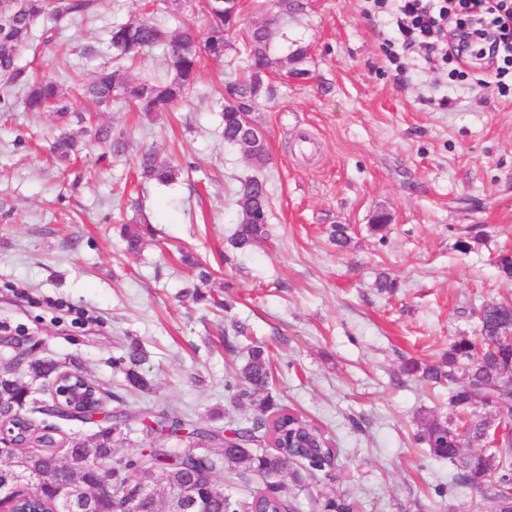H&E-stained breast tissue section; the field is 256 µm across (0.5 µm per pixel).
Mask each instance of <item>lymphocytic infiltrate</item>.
<instances>
[{
    "label": "lymphocytic infiltrate",
    "mask_w": 512,
    "mask_h": 512,
    "mask_svg": "<svg viewBox=\"0 0 512 512\" xmlns=\"http://www.w3.org/2000/svg\"><path fill=\"white\" fill-rule=\"evenodd\" d=\"M390 2L392 39L442 60L471 55L496 85L512 81V0H374Z\"/></svg>",
    "instance_id": "f902f5d3"
}]
</instances>
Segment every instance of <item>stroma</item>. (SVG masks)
I'll return each mask as SVG.
<instances>
[{"instance_id": "stroma-1", "label": "stroma", "mask_w": 512, "mask_h": 512, "mask_svg": "<svg viewBox=\"0 0 512 512\" xmlns=\"http://www.w3.org/2000/svg\"><path fill=\"white\" fill-rule=\"evenodd\" d=\"M281 18L271 43L283 57L308 47L304 78L274 76L275 93L252 113L269 161L253 166L225 143L222 97L243 66L203 58L199 78L173 111L145 117L115 103L100 124L122 135V153L90 145L87 158L52 162L56 113L26 111L21 89L0 107V337L36 357L79 362L134 415L116 454L149 446L180 452L188 439L144 435L140 413L179 416L224 430L258 417L224 388L245 344L270 353L277 404L312 421L336 450L335 481L289 483L295 512L345 497L354 512H495L475 490L448 485L456 467L417 444L428 420L451 416L447 385L408 375L406 361L440 362L459 336H476L482 304L512 300L496 257L512 252V97L477 86L482 70L451 79L442 59L405 52L389 63L390 13L371 0H305ZM198 38L208 22L197 0H104L101 9L36 27L17 64L69 85L101 67L131 81L162 74L159 50L116 59L113 21L143 15ZM146 150L178 164L172 185L142 180ZM256 177L269 190L268 235L238 250L234 192ZM390 222L374 235L370 220ZM149 224L138 254L123 225ZM348 228L337 250L333 225ZM468 249H461V242ZM209 272L200 281L183 263ZM397 282L379 293L380 273ZM207 296L197 302L188 291ZM147 353L148 391L127 388L113 365L131 342Z\"/></svg>"}]
</instances>
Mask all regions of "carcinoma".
<instances>
[{
	"mask_svg": "<svg viewBox=\"0 0 512 512\" xmlns=\"http://www.w3.org/2000/svg\"><path fill=\"white\" fill-rule=\"evenodd\" d=\"M95 0H3L0 4V73L8 74L11 83L23 88V103L30 112H42L47 108L65 115L70 112L68 96L61 85L44 77L32 78L17 67L19 52L32 38L37 21L58 24L72 20L78 14L93 7ZM200 10L209 23L204 43L197 42L186 31L172 35L159 25L147 21L114 23L109 30V43L121 55L145 47H161L164 50L169 79L148 77L132 84L115 70L103 69L91 78L83 88V94L99 106H106L116 97H124L148 116L164 112L182 100L185 92L196 81L202 54L217 60L224 58L233 48L227 38L229 31L240 30L242 49L236 53L246 55L242 74L225 87L223 103L224 142L232 145L245 135L240 113L253 110L257 101L270 97L272 88L269 77L283 61L295 65L299 75L308 70L302 65L308 58V48L296 47L283 60L271 48V35L258 22L238 28V0H203ZM79 131H64L54 141L52 154L60 160H69L84 149L80 136L94 129V141L107 144L113 151L122 146L121 137L114 136L112 127L96 125L92 118L77 119ZM142 178L159 184L176 182L180 169L153 152L143 153L138 160ZM239 207V223L231 245L236 249L251 246L265 238L269 208L268 189L264 182L248 179L236 192ZM152 232L147 225L140 230L124 228L127 250L137 253L145 235ZM479 339L460 337L455 339L437 365L422 367L415 362L404 365V371L432 383L448 382L449 400L453 408V420H433L424 431L416 434V441L424 443L436 457L457 462L458 473L454 484L484 487L493 491V498L501 512H512V400L507 395L512 387L501 378L499 362L512 359L511 348H500L504 327L512 329V302H490L479 310ZM245 364L227 376L225 389L233 399L247 400L268 390L272 380L267 350L260 344L246 348ZM146 353L139 345L130 346L125 355L116 359L125 365L126 381L130 388L143 391L151 387V381L142 371ZM63 364L52 358H30L16 365V381L0 382V394L8 391L17 403H22L24 385L38 380L45 381L59 373ZM464 381H457V374ZM117 405L106 415L110 425L100 429L94 443L86 446L71 437L69 444L73 454L68 459L60 457L54 448H39L15 453L11 463H0L5 470L35 473L40 476L39 491L42 502H56L61 490L59 471L67 468L78 475L87 466L112 468V484L121 500L135 498L138 488L145 483L155 494V507L171 503L172 494L184 487L206 503L208 512H254L261 507L266 512H288V487L282 481L298 460L307 463L311 471H321L330 481L335 480L332 469L324 464L323 454L328 451L319 430L303 418L275 410V402L269 395L260 403L263 416L248 426L229 428L224 431L187 423L178 417H160L146 425V434L154 432L176 435L188 432V438L197 448H208L219 440L227 444L221 457L187 449V454L176 456L168 448H151L147 452L115 458L114 444L122 434L132 414L127 411L121 397L114 395ZM272 415H267V412ZM476 441L489 443L486 452L494 459V471L488 473L487 457L483 453L464 454L463 446ZM229 468L242 480L256 475L263 480L262 492L238 498L219 484L217 474Z\"/></svg>",
	"mask_w": 512,
	"mask_h": 512,
	"instance_id": "obj_1",
	"label": "carcinoma"
}]
</instances>
